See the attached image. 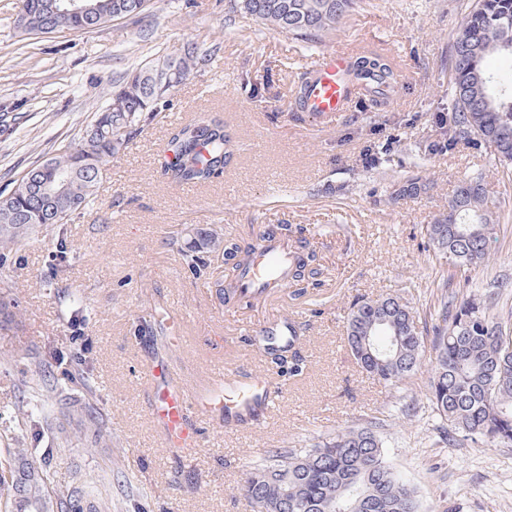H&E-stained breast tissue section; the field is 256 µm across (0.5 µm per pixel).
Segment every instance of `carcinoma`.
<instances>
[{
    "mask_svg": "<svg viewBox=\"0 0 512 512\" xmlns=\"http://www.w3.org/2000/svg\"><path fill=\"white\" fill-rule=\"evenodd\" d=\"M102 13L90 17L77 33H86L114 19L136 17L150 0H97ZM357 5L356 0H231V10L279 33L316 42ZM24 32L54 33L48 12L30 15ZM211 53L197 46L171 50L135 71L97 108L82 136L58 146L13 181L0 194V250L13 251L30 240L63 228L96 195L100 173L157 117L176 88ZM448 133L435 149H451L463 138L475 148L489 147L499 162L512 165V0H473L451 38L448 59ZM354 72L374 78L382 89L397 82L390 58L379 52L356 57ZM240 151L239 137L224 118L200 112L174 127L161 162L162 175L179 186H202L224 176V169ZM69 176L65 200H37L31 189L42 169ZM481 181L461 182L448 201V211L426 226L428 246L459 268L488 259L495 225L484 210ZM256 240L244 241L216 230L196 231L189 269L208 267L210 256L224 257L228 273L217 289L222 302L253 305L261 296H245L237 283L241 270L257 257ZM315 251L300 242L292 284L319 275L312 267ZM438 314L431 327L399 298L388 296L353 306L347 344L360 366L386 385L411 378L431 348L428 387L432 410L443 422L447 440L456 436L477 445L512 446V317L495 311L498 294H466L442 289ZM18 307L10 283H0V318ZM0 369L17 371L31 397L58 407L59 439L88 433L98 436L99 422L91 411L75 409L73 398L51 380L49 365L32 357L0 355ZM11 480L0 479V491L16 512H89L80 488L50 487L46 457L15 438L7 448ZM242 491L253 512H420L416 491L384 451L377 426L344 428L318 438L307 448H285L251 468Z\"/></svg>",
    "mask_w": 512,
    "mask_h": 512,
    "instance_id": "obj_1",
    "label": "carcinoma"
}]
</instances>
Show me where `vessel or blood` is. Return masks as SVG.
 <instances>
[{
    "instance_id": "1",
    "label": "vessel or blood",
    "mask_w": 512,
    "mask_h": 512,
    "mask_svg": "<svg viewBox=\"0 0 512 512\" xmlns=\"http://www.w3.org/2000/svg\"><path fill=\"white\" fill-rule=\"evenodd\" d=\"M356 47H344L324 53L309 71L304 90V110L322 120L333 122L347 112L362 94V85L353 73L359 55ZM262 262L268 265L267 276L256 269L245 270L239 286L245 292H264L266 297L280 295L291 275L292 248L276 237L264 242ZM298 320L284 315L263 319L258 329L265 336H293ZM152 394L151 413L161 431L165 447L186 454L200 447L198 428L202 422L221 426L259 421L278 408L284 386L268 371L253 369L211 371L206 384L186 387L172 383L166 365L149 363L142 372Z\"/></svg>"
}]
</instances>
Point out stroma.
<instances>
[{
    "label": "stroma",
    "instance_id": "35a3bbf8",
    "mask_svg": "<svg viewBox=\"0 0 512 512\" xmlns=\"http://www.w3.org/2000/svg\"><path fill=\"white\" fill-rule=\"evenodd\" d=\"M471 3L364 0L336 31L307 44L230 13L229 0H153L143 15L47 37L18 27L20 0H0V113L17 116L13 131L0 134V192L77 139L127 73L188 43L214 52L112 160L95 198L66 225L77 256L59 255L54 233L0 255V281L13 284L19 304L16 328L0 330V353L33 350L61 380L82 355L106 424L91 455L86 441L58 447L28 430V446L48 451L59 481L112 512H251L240 489L250 466L380 418L387 455L425 512H512V447L441 442L427 399L429 362L387 386L346 343L354 304L394 295L424 317L445 281L455 291L499 292L500 307L512 310V167L464 140L444 154L415 151L445 130L437 116L449 110L451 36ZM350 44L392 59L401 81L390 99L356 100L330 125L291 111L302 74L322 52ZM202 111L233 125L240 152L222 180L169 183L160 172L167 138ZM373 143L390 154L371 170L362 156ZM411 174L420 192L399 194ZM471 178L484 185L496 231L489 260L462 272L427 247L424 228ZM280 224L301 228L316 251L318 285L227 317L215 297L223 258L197 275L186 264L193 231L218 225L249 239ZM73 293L90 300L77 331L66 316ZM292 313L301 321L302 374L267 355L256 361L286 384L278 411L254 430L203 424L193 457L169 452L150 416L143 366L160 360L196 381L214 366L235 368L253 350L252 323Z\"/></svg>",
    "mask_w": 512,
    "mask_h": 512
}]
</instances>
